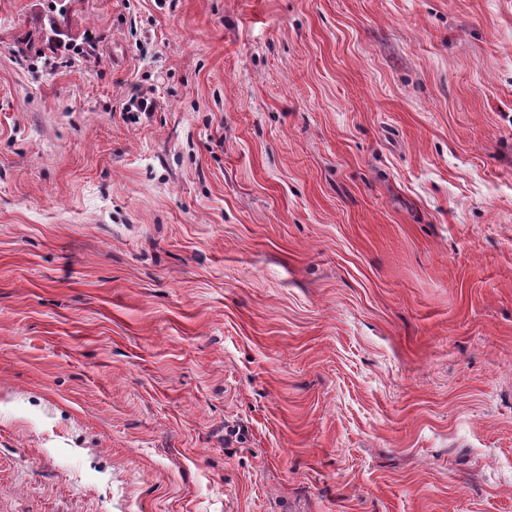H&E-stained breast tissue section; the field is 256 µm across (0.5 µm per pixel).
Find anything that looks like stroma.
<instances>
[{"label":"stroma","mask_w":512,"mask_h":512,"mask_svg":"<svg viewBox=\"0 0 512 512\" xmlns=\"http://www.w3.org/2000/svg\"><path fill=\"white\" fill-rule=\"evenodd\" d=\"M55 2L0 0V512H512V0Z\"/></svg>","instance_id":"stroma-1"}]
</instances>
